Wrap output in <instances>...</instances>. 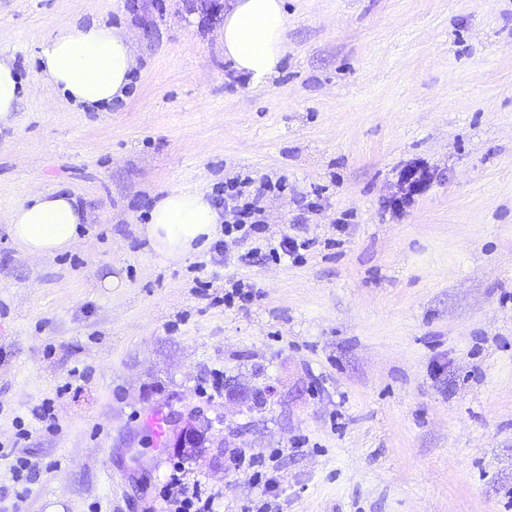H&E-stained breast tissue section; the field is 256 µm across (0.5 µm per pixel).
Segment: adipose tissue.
Returning a JSON list of instances; mask_svg holds the SVG:
<instances>
[{"label": "adipose tissue", "mask_w": 512, "mask_h": 512, "mask_svg": "<svg viewBox=\"0 0 512 512\" xmlns=\"http://www.w3.org/2000/svg\"><path fill=\"white\" fill-rule=\"evenodd\" d=\"M286 0H231L224 13V58L256 83L275 76L285 53ZM42 77L74 103L99 106L123 97L135 66L127 33L104 25L60 32L41 46ZM89 215L75 196L33 191L13 208L9 231L28 254L53 256L78 239ZM221 222L205 192L185 187L162 198L141 234L165 261L206 248Z\"/></svg>", "instance_id": "obj_1"}]
</instances>
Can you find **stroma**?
<instances>
[{"label":"stroma","instance_id":"stroma-1","mask_svg":"<svg viewBox=\"0 0 512 512\" xmlns=\"http://www.w3.org/2000/svg\"><path fill=\"white\" fill-rule=\"evenodd\" d=\"M201 3L0 0L26 86L0 126V512H161L177 462L213 512H512V0H287L263 86ZM95 22L137 66L125 99L82 109L37 54ZM237 176L287 177L263 219L309 250L160 260L139 232L154 204ZM35 189L88 209L70 252L12 239ZM236 283L252 300L217 303ZM192 407L196 458L148 425Z\"/></svg>","mask_w":512,"mask_h":512}]
</instances>
